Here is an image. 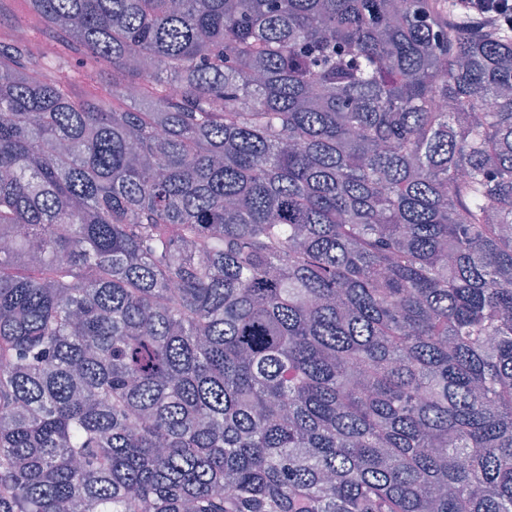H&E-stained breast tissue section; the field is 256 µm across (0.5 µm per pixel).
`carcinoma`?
<instances>
[{
    "instance_id": "carcinoma-1",
    "label": "carcinoma",
    "mask_w": 512,
    "mask_h": 512,
    "mask_svg": "<svg viewBox=\"0 0 512 512\" xmlns=\"http://www.w3.org/2000/svg\"><path fill=\"white\" fill-rule=\"evenodd\" d=\"M25 3L71 43L0 41V512H512V31Z\"/></svg>"
}]
</instances>
